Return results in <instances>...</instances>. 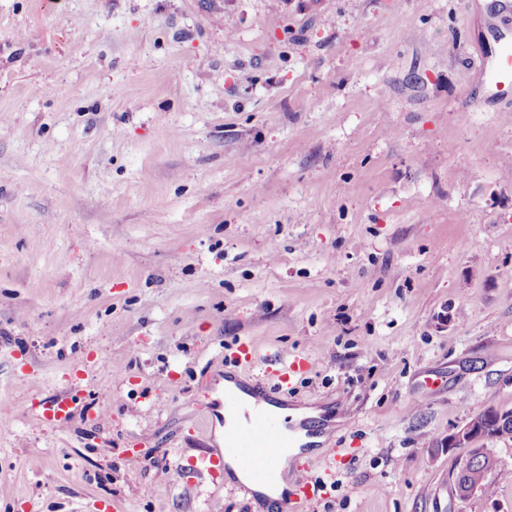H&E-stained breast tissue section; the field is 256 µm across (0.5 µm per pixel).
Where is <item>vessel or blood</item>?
Instances as JSON below:
<instances>
[{"label": "vessel or blood", "instance_id": "1", "mask_svg": "<svg viewBox=\"0 0 512 512\" xmlns=\"http://www.w3.org/2000/svg\"><path fill=\"white\" fill-rule=\"evenodd\" d=\"M481 69L490 95L497 96L512 90V37L504 35L499 38L493 56L482 61ZM266 364L277 381L284 384L314 366L310 356L279 352L269 354ZM270 400L271 395L266 391L255 394L253 401L248 403L236 391H225V409L243 412L244 423L225 428L223 453H204L188 463H177L176 472H183L189 467L197 475L210 476L222 470L225 459L232 458L248 471L255 483L268 487L278 484L282 477L281 468L288 463L286 451L297 446L304 426L300 423L281 426L267 409ZM78 412L73 399L67 397L44 406L41 419L58 427L68 424ZM319 492L316 484L305 478L299 479L281 512H298L302 503L315 499Z\"/></svg>", "mask_w": 512, "mask_h": 512}]
</instances>
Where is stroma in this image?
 <instances>
[{"instance_id":"stroma-1","label":"stroma","mask_w":512,"mask_h":512,"mask_svg":"<svg viewBox=\"0 0 512 512\" xmlns=\"http://www.w3.org/2000/svg\"><path fill=\"white\" fill-rule=\"evenodd\" d=\"M512 0H0V512H261L215 452L225 375L312 356L336 467L304 512L453 497L450 431L512 410ZM69 393V427L38 417ZM496 42L493 56L481 59L485 85L491 96L512 90V37L502 35Z\"/></svg>"}]
</instances>
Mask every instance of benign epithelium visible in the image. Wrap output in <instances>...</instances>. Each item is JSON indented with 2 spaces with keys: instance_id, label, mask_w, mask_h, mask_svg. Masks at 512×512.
Segmentation results:
<instances>
[{
  "instance_id": "7a95c632",
  "label": "benign epithelium",
  "mask_w": 512,
  "mask_h": 512,
  "mask_svg": "<svg viewBox=\"0 0 512 512\" xmlns=\"http://www.w3.org/2000/svg\"><path fill=\"white\" fill-rule=\"evenodd\" d=\"M509 422H512V415H505L500 410L488 408L448 434L444 443L445 450L458 459V468L450 476L454 497L465 501L479 491L478 485L471 480L473 468L482 467L486 477L494 473L497 467L496 458L487 449L476 447V443L493 437L496 429Z\"/></svg>"
}]
</instances>
